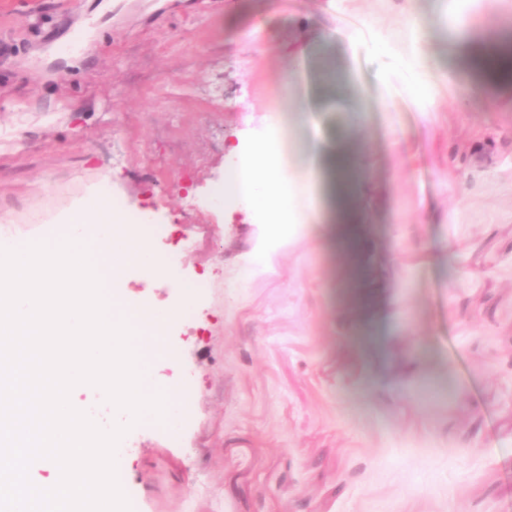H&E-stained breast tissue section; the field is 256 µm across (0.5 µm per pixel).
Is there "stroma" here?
Instances as JSON below:
<instances>
[{
	"instance_id": "obj_1",
	"label": "stroma",
	"mask_w": 512,
	"mask_h": 512,
	"mask_svg": "<svg viewBox=\"0 0 512 512\" xmlns=\"http://www.w3.org/2000/svg\"><path fill=\"white\" fill-rule=\"evenodd\" d=\"M460 13L512 40V0H0V223L52 242L109 185L173 270L123 297L195 291L153 358L181 419L138 425L120 480L137 512H512V84L475 89ZM315 130L358 161L361 250L325 188L247 269L265 227L217 199L226 146L264 133L299 178Z\"/></svg>"
}]
</instances>
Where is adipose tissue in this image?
Wrapping results in <instances>:
<instances>
[{
  "instance_id": "ef3b65f1",
  "label": "adipose tissue",
  "mask_w": 512,
  "mask_h": 512,
  "mask_svg": "<svg viewBox=\"0 0 512 512\" xmlns=\"http://www.w3.org/2000/svg\"><path fill=\"white\" fill-rule=\"evenodd\" d=\"M466 53L483 83L512 79V45L494 46L463 44ZM229 153L236 155L232 179L220 201L260 210L266 221L267 232L259 251L253 253L250 263H264L282 247L284 241L309 225L314 213L311 176H304L301 185H293L290 174L281 167L268 140L260 139L247 148L232 145Z\"/></svg>"
}]
</instances>
